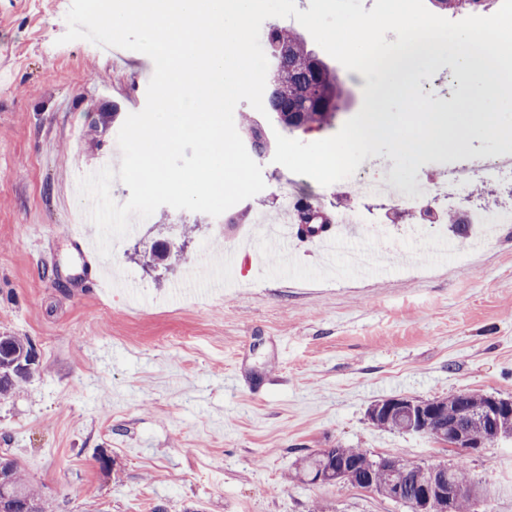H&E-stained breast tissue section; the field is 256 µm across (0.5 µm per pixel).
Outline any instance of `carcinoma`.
Returning <instances> with one entry per match:
<instances>
[{
    "instance_id": "carcinoma-1",
    "label": "carcinoma",
    "mask_w": 512,
    "mask_h": 512,
    "mask_svg": "<svg viewBox=\"0 0 512 512\" xmlns=\"http://www.w3.org/2000/svg\"><path fill=\"white\" fill-rule=\"evenodd\" d=\"M442 13L484 12L491 0H430ZM265 45L274 67L269 74L267 110L278 117L288 131H309L330 126L336 119L340 93L338 78L313 52L307 49L303 39L285 33V29L269 27ZM250 150L262 156L270 150L271 142L266 126L255 119L241 127ZM32 342L21 336H0V397L18 390L30 377L35 364ZM491 394L464 392L448 398H435L436 419L434 425L446 427L454 422L465 432L472 433L484 444L512 439V411L499 413L494 423L484 418L485 408L490 406ZM375 425L391 430L412 432L410 420L399 414L375 421ZM324 483L348 482L353 486L393 498L396 490H402L401 503L411 512L414 494L428 484L433 476L432 467L416 465L397 457L371 459L359 448H325L301 457L297 461L299 479L314 483L318 474ZM0 512H48L40 494L28 484L17 463L0 456ZM454 512H493L491 500L483 501L482 510L474 508L471 499L461 495L455 499Z\"/></svg>"
}]
</instances>
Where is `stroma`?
<instances>
[{
  "label": "stroma",
  "instance_id": "stroma-1",
  "mask_svg": "<svg viewBox=\"0 0 512 512\" xmlns=\"http://www.w3.org/2000/svg\"><path fill=\"white\" fill-rule=\"evenodd\" d=\"M71 0H0V333L29 337L38 362L0 398V455L20 466L51 512H410L348 484L297 480V460L359 448L422 465L462 463L512 512V439L464 454L433 437L376 427L391 397L477 391L512 397V223L428 254L433 227L411 215L369 246L421 260L414 275L323 265L314 240L285 265L261 218L283 201L288 169L258 157L266 184L224 214L158 208L112 260L82 223L74 190L143 109L154 64L111 61L85 40L61 43ZM336 72L339 114L360 110L366 78L319 48ZM298 184L328 218L365 204L352 183ZM182 245L167 264L153 242ZM112 269L126 287L83 288Z\"/></svg>",
  "mask_w": 512,
  "mask_h": 512
}]
</instances>
